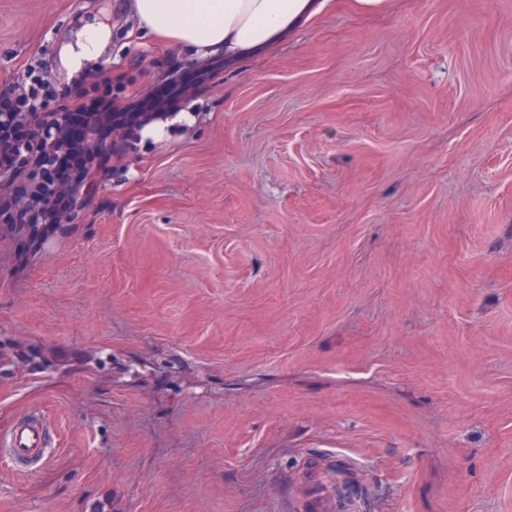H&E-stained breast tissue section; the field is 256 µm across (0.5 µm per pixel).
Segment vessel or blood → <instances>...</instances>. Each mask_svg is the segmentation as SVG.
Wrapping results in <instances>:
<instances>
[{
    "instance_id": "obj_1",
    "label": "vessel or blood",
    "mask_w": 512,
    "mask_h": 512,
    "mask_svg": "<svg viewBox=\"0 0 512 512\" xmlns=\"http://www.w3.org/2000/svg\"><path fill=\"white\" fill-rule=\"evenodd\" d=\"M55 441L49 424L41 414H34L28 421L12 427L0 438V454L14 469H22L42 463L52 453ZM311 512H335L334 493L320 476H313Z\"/></svg>"
}]
</instances>
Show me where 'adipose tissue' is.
<instances>
[{"instance_id":"ef3b65f1","label":"adipose tissue","mask_w":512,"mask_h":512,"mask_svg":"<svg viewBox=\"0 0 512 512\" xmlns=\"http://www.w3.org/2000/svg\"><path fill=\"white\" fill-rule=\"evenodd\" d=\"M316 0H132L144 28L177 48L225 59L270 47L315 12Z\"/></svg>"}]
</instances>
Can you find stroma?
Returning <instances> with one entry per match:
<instances>
[{"mask_svg":"<svg viewBox=\"0 0 512 512\" xmlns=\"http://www.w3.org/2000/svg\"><path fill=\"white\" fill-rule=\"evenodd\" d=\"M107 29L133 130L74 221L0 229V512H303L347 462L366 512H512V0H326L200 58L127 0H0V93ZM50 432L49 423L36 413L0 438V454L17 470L41 464L54 449L55 439Z\"/></svg>","mask_w":512,"mask_h":512,"instance_id":"obj_1","label":"stroma"}]
</instances>
